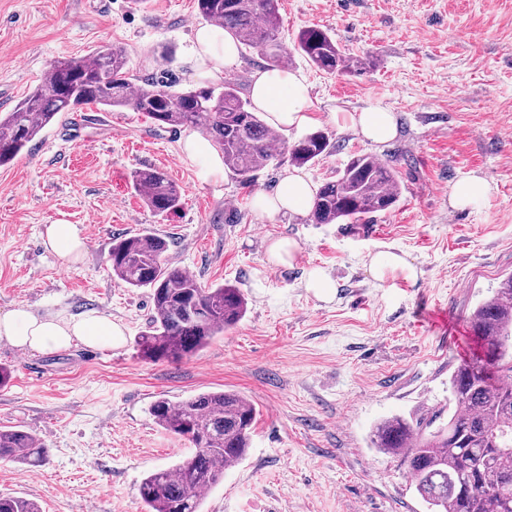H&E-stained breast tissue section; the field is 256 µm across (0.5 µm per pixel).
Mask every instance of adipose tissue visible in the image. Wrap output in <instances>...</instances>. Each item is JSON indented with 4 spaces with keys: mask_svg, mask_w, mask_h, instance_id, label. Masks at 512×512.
<instances>
[{
    "mask_svg": "<svg viewBox=\"0 0 512 512\" xmlns=\"http://www.w3.org/2000/svg\"><path fill=\"white\" fill-rule=\"evenodd\" d=\"M193 60L214 77L238 65L240 49L229 33L202 27L195 34ZM249 94L254 106L266 112L274 126L298 127L309 119L310 100L302 76L273 67L258 70L252 77ZM349 122L357 134L374 143L392 139L397 131L393 113L384 109L350 114ZM314 193L309 179L289 173L274 194L257 193L255 204L270 217L288 212L302 214L309 209ZM43 244L68 268L82 261L85 254L83 229L76 224L47 225ZM124 336L122 323L94 310L76 317L40 316L18 306L0 315V340L26 351H57L77 342L112 349L122 345Z\"/></svg>",
    "mask_w": 512,
    "mask_h": 512,
    "instance_id": "1",
    "label": "adipose tissue"
}]
</instances>
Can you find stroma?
Returning <instances> with one entry per match:
<instances>
[{
  "label": "stroma",
  "mask_w": 512,
  "mask_h": 512,
  "mask_svg": "<svg viewBox=\"0 0 512 512\" xmlns=\"http://www.w3.org/2000/svg\"><path fill=\"white\" fill-rule=\"evenodd\" d=\"M281 39L326 30L358 71L328 74L300 55L310 119L295 140L326 130L332 150L293 168L270 165L243 183L207 175L187 157L188 129H161L129 108L65 114L0 167V314L95 310L121 322L126 343H80L24 354L0 342L12 377L0 387V426H23L49 450L44 466L0 461V495L42 512H142L141 480L191 451L148 413L205 391H233L259 411L245 459L206 495L203 512H427L398 460L377 452L381 420L417 418L448 403V379L476 345L467 318L512 273V0H280ZM205 21L194 0H0V113L12 111L62 57L117 45L132 74L207 85L191 59ZM393 112L396 137L374 144L351 112ZM389 161L400 198L366 227L315 224L309 215L258 212L253 197L299 170L335 179L356 155ZM164 170L182 191L159 216L132 176ZM493 192L475 209L448 202L471 176ZM80 224L92 245L64 268L42 245L46 225ZM151 229L167 262L204 285L230 284L247 300L242 321L178 363L140 356L152 313L148 289L112 277L118 235ZM278 238L298 245L272 262ZM405 255L416 278L376 283L370 254ZM315 267L336 283L332 301L306 288ZM297 243L290 239H278L269 246V255L272 261L281 265L291 264L297 251Z\"/></svg>",
  "instance_id": "1"
}]
</instances>
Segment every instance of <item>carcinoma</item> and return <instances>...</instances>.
I'll use <instances>...</instances> for the list:
<instances>
[{
  "label": "carcinoma",
  "mask_w": 512,
  "mask_h": 512,
  "mask_svg": "<svg viewBox=\"0 0 512 512\" xmlns=\"http://www.w3.org/2000/svg\"><path fill=\"white\" fill-rule=\"evenodd\" d=\"M196 2L199 16L232 34L238 44L257 50L274 67L291 64L280 38V0ZM295 50L329 74L361 65L317 27L298 33ZM90 105L128 107L159 128L203 132L224 166L245 183L284 154L305 165L330 150V137L321 129L284 140L230 78L218 86L192 89L173 80L140 78L130 74L125 49L114 46L87 58L55 61L33 92L0 115V166L12 162L60 113ZM132 181L153 212L180 209L182 192L166 172L139 170ZM398 201L392 167L374 156L357 155L336 179L318 188L311 220L367 223ZM167 249L166 239L144 230L112 239L109 261L116 280L129 288L150 289L153 314L137 341L141 355L178 363L235 327L246 314V302L233 286L205 287L195 275L169 265ZM467 322L478 354L451 374L448 410L410 420L386 418L373 431L372 445L400 459L428 512H512V274ZM150 414L163 430L181 439L190 427L202 433L204 446L141 481L144 512H202L205 491L246 456L256 407L235 392L206 391L177 402L160 397ZM47 457L48 449L32 433L18 426L0 427V461L36 467ZM0 512H40V506L25 497L1 495Z\"/></svg>",
  "instance_id": "carcinoma-1"
}]
</instances>
